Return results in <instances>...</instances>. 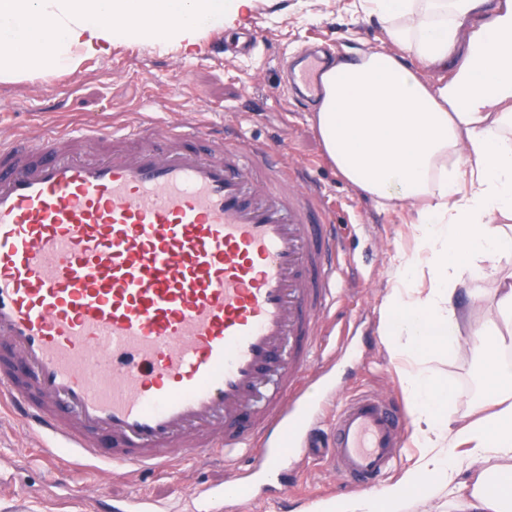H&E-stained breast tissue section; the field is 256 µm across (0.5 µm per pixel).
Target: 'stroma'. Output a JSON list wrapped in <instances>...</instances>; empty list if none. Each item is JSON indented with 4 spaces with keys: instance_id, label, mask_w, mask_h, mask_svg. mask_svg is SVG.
<instances>
[{
    "instance_id": "stroma-1",
    "label": "stroma",
    "mask_w": 512,
    "mask_h": 512,
    "mask_svg": "<svg viewBox=\"0 0 512 512\" xmlns=\"http://www.w3.org/2000/svg\"><path fill=\"white\" fill-rule=\"evenodd\" d=\"M259 25L266 47L250 51L246 34ZM210 38L221 40L219 58L207 59L202 47L183 50L150 41L114 40L106 50L83 55L77 68L57 66L16 81L0 80V136L17 132L38 134L45 128L64 129L89 123L136 122L162 106L173 123L224 119L248 135L282 149L287 160L308 165L313 177L336 198V222L346 265L345 295L331 326L350 325L352 340L327 337V349L337 355L321 409L322 420L336 413L341 394L361 389L409 406L405 372L412 358L395 360L380 334L381 306L393 286L396 254L411 253L419 244L413 208L382 210L355 191L336 171L312 122V110L298 109L284 94L290 71L301 65V51L335 42L342 56L386 47L383 26L367 14L359 0H255L245 23L216 27ZM434 350L422 363L432 382L454 392L448 410L457 421L473 420L472 407L485 399L488 386L480 357L470 347ZM291 489L281 491L276 480L257 486L254 496H225L209 512H314L316 505L344 496L327 465L298 453L284 457ZM223 467L201 458L183 461L172 476L153 477L106 467L80 476L54 469L38 458L35 439L0 414V512H93L85 485L102 495L127 499L144 495L186 512L190 491L201 482L223 489Z\"/></svg>"
}]
</instances>
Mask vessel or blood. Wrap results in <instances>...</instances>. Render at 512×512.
Instances as JSON below:
<instances>
[{"mask_svg": "<svg viewBox=\"0 0 512 512\" xmlns=\"http://www.w3.org/2000/svg\"><path fill=\"white\" fill-rule=\"evenodd\" d=\"M328 62L305 58L298 99H318ZM342 273L328 195L237 128L0 138V405L49 461L148 475L204 455L248 499L295 446L378 485L405 446L398 404L344 397L331 440L309 434Z\"/></svg>", "mask_w": 512, "mask_h": 512, "instance_id": "vessel-or-blood-1", "label": "vessel or blood"}]
</instances>
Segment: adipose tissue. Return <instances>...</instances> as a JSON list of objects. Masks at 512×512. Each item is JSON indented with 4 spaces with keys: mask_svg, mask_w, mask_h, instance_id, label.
<instances>
[{
    "mask_svg": "<svg viewBox=\"0 0 512 512\" xmlns=\"http://www.w3.org/2000/svg\"><path fill=\"white\" fill-rule=\"evenodd\" d=\"M383 19L386 50L339 57L321 76L313 122L337 172L379 208L419 209L420 249L400 257L396 285L381 308L380 334L395 356L457 343L462 320L484 341L488 360V412L456 424L448 416V390L409 372L412 413L424 453L394 484L377 493L321 503L319 512H401L415 493L448 487V512H512V371L496 361L512 346V0L487 11L486 0H365ZM253 0H0V78L57 64L76 66L79 52H95L123 38L195 46L217 26H230ZM48 16L51 33L30 26ZM179 15L178 24L144 21ZM111 26H102V17ZM426 65L452 64L450 80H422L407 56ZM430 274L426 296L407 282L417 263ZM498 278L495 307L473 317L485 298L483 283ZM467 284L469 306L455 302ZM465 454H456L458 445ZM473 486L458 484L473 465Z\"/></svg>",
    "mask_w": 512,
    "mask_h": 512,
    "instance_id": "adipose-tissue-1",
    "label": "adipose tissue"
}]
</instances>
